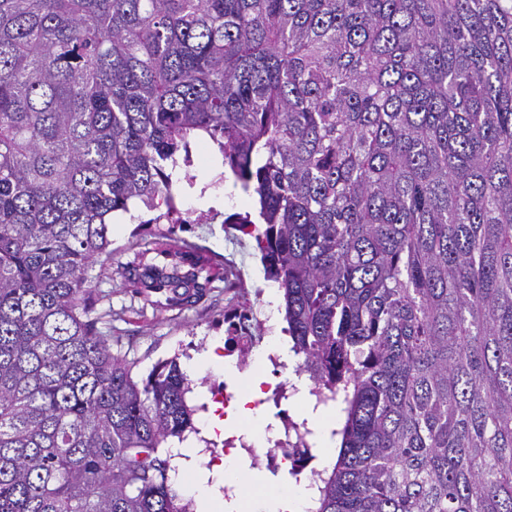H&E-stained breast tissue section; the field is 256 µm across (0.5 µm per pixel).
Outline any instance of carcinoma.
I'll return each mask as SVG.
<instances>
[{
    "instance_id": "1",
    "label": "carcinoma",
    "mask_w": 512,
    "mask_h": 512,
    "mask_svg": "<svg viewBox=\"0 0 512 512\" xmlns=\"http://www.w3.org/2000/svg\"><path fill=\"white\" fill-rule=\"evenodd\" d=\"M199 140L344 415L312 512H512V0H0V512H195L197 383L90 271Z\"/></svg>"
}]
</instances>
